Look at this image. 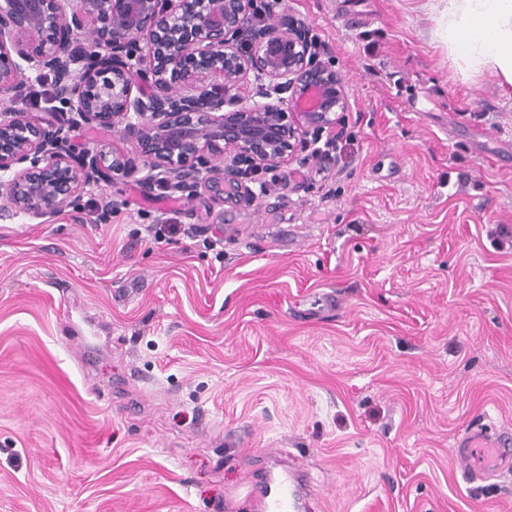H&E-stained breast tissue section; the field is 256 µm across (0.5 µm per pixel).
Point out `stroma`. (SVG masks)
<instances>
[{"label": "stroma", "mask_w": 512, "mask_h": 512, "mask_svg": "<svg viewBox=\"0 0 512 512\" xmlns=\"http://www.w3.org/2000/svg\"><path fill=\"white\" fill-rule=\"evenodd\" d=\"M443 9L283 0L348 93L307 163L0 221V512H256L276 459L307 512H512L451 459L512 430V86Z\"/></svg>", "instance_id": "35a3bbf8"}]
</instances>
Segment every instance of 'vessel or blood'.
<instances>
[{
    "instance_id": "obj_1",
    "label": "vessel or blood",
    "mask_w": 512,
    "mask_h": 512,
    "mask_svg": "<svg viewBox=\"0 0 512 512\" xmlns=\"http://www.w3.org/2000/svg\"><path fill=\"white\" fill-rule=\"evenodd\" d=\"M452 458L470 480H485L504 462L512 460V433L501 429L476 431L458 443ZM303 480V474L288 469L269 473L264 481L250 488L258 512H303Z\"/></svg>"
}]
</instances>
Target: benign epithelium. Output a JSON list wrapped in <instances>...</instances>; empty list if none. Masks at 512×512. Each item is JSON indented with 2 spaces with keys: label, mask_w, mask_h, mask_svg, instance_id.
<instances>
[{
  "label": "benign epithelium",
  "mask_w": 512,
  "mask_h": 512,
  "mask_svg": "<svg viewBox=\"0 0 512 512\" xmlns=\"http://www.w3.org/2000/svg\"><path fill=\"white\" fill-rule=\"evenodd\" d=\"M254 0H0V221L80 209L91 186L130 174L117 146L73 150L71 133L136 131L148 173L184 189L318 156L347 96L309 29L267 24L242 60ZM257 71L288 99L240 94ZM50 80L52 122L17 109ZM224 82V92L205 85Z\"/></svg>",
  "instance_id": "1"
}]
</instances>
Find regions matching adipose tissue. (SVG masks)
<instances>
[{
    "mask_svg": "<svg viewBox=\"0 0 512 512\" xmlns=\"http://www.w3.org/2000/svg\"><path fill=\"white\" fill-rule=\"evenodd\" d=\"M448 44L512 84V0H448Z\"/></svg>",
    "mask_w": 512,
    "mask_h": 512,
    "instance_id": "adipose-tissue-1",
    "label": "adipose tissue"
}]
</instances>
